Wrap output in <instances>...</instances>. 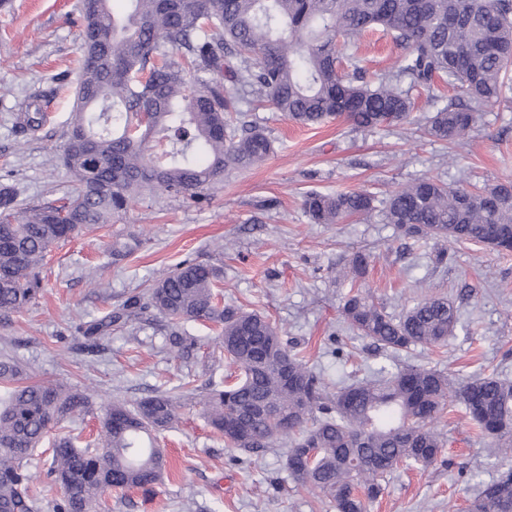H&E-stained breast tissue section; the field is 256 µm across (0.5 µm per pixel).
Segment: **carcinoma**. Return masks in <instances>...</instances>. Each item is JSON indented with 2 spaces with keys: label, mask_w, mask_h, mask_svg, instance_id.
I'll return each instance as SVG.
<instances>
[{
  "label": "carcinoma",
  "mask_w": 512,
  "mask_h": 512,
  "mask_svg": "<svg viewBox=\"0 0 512 512\" xmlns=\"http://www.w3.org/2000/svg\"><path fill=\"white\" fill-rule=\"evenodd\" d=\"M117 16L109 0H82L80 77L61 161L76 183L61 204L18 206L20 190L0 184V317L24 311L41 291L40 267L56 244L112 223L145 191L194 199L230 169L264 161L273 145L263 131L242 129L232 114L268 102L288 120L317 125L344 117L358 128L397 126L413 110L416 85L447 78L467 103L436 109L427 134L461 144L479 110L502 96L512 66V0H128ZM378 26L405 49L377 81L340 67L338 43L357 46ZM227 71L229 84L214 75ZM41 95L20 105L18 124L37 131ZM150 121L141 123L142 113ZM165 141L160 155L151 139ZM366 191L310 192L302 206L314 224L369 218ZM385 223L415 242H473L512 252V183L472 191L421 178L385 201ZM220 270L186 261L155 280L151 306L168 323L170 349L192 345L190 321L218 329V345L241 376L202 395L208 425L231 446L270 448L291 441L290 475L322 495L336 512H369L381 480L400 463L427 467L443 448L434 423L452 402L481 434L512 454V379L496 374L454 377L406 364L382 365L368 378L330 385L290 352L268 317L216 301ZM146 309L137 295L98 320L82 323V345ZM344 320L360 337L396 356L447 343L458 309L446 296H425L401 316L359 292L345 297ZM93 396L63 383L28 382L13 357L0 359V512H40L31 491L29 456L54 426L89 412ZM176 398L156 393L133 405L103 409L97 450L58 436L51 446L56 512H97L113 489L156 484L165 468L157 434L172 427ZM470 512H512V467L482 482Z\"/></svg>",
  "instance_id": "carcinoma-1"
}]
</instances>
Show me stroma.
<instances>
[{
	"instance_id": "stroma-1",
	"label": "stroma",
	"mask_w": 512,
	"mask_h": 512,
	"mask_svg": "<svg viewBox=\"0 0 512 512\" xmlns=\"http://www.w3.org/2000/svg\"><path fill=\"white\" fill-rule=\"evenodd\" d=\"M83 28L80 0H0V183L19 186L20 206L52 202L73 189L59 154L71 122ZM402 53L390 34L363 37L358 54L365 81ZM37 93L47 119L36 132H20L19 105ZM412 96L409 123L376 129L341 118L301 126L272 106L253 107L245 121L262 127L275 146L262 163L230 171L194 200L162 190L146 194L112 223L51 249L40 294L0 323V355L26 365L29 380L89 388L98 404L131 403L158 391L187 398L175 428L164 434L162 483L112 491L98 512H334L289 475L285 446L228 447L190 402L191 392L223 388L239 373L218 348L215 326L189 323L197 349L187 359L168 351L163 323L153 316L112 326L93 351H74L80 324L117 309L130 292H145L188 260L220 267L221 305L269 317L289 350L329 383L363 378L387 361L512 378V253L451 243L440 262L437 246L399 237L382 217L315 224L302 208L311 190H366L381 202L423 176L479 187L512 182V89L484 108L462 146L426 133L438 105L462 101L459 90L441 82L433 91L414 87ZM134 237L140 245L132 254L108 257V247ZM357 252L370 254L371 262L353 282L343 274ZM353 288L395 317L424 295L448 296L459 308L454 334L445 345L385 359L341 314ZM436 427L447 440L438 460L387 475L370 512H468L477 481L496 477L499 457L460 405L441 414Z\"/></svg>"
}]
</instances>
